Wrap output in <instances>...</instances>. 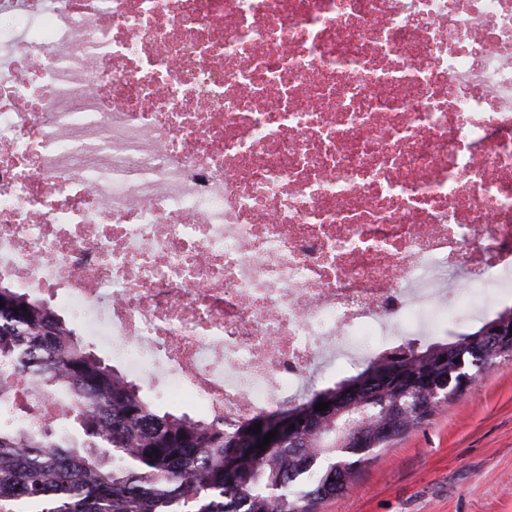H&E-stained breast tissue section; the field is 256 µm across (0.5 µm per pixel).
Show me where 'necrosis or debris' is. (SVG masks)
Wrapping results in <instances>:
<instances>
[{
  "label": "necrosis or debris",
  "instance_id": "necrosis-or-debris-1",
  "mask_svg": "<svg viewBox=\"0 0 512 512\" xmlns=\"http://www.w3.org/2000/svg\"><path fill=\"white\" fill-rule=\"evenodd\" d=\"M0 277L227 423L511 304L512 0H0Z\"/></svg>",
  "mask_w": 512,
  "mask_h": 512
}]
</instances>
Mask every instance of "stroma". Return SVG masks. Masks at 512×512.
Instances as JSON below:
<instances>
[{"instance_id":"35a3bbf8","label":"stroma","mask_w":512,"mask_h":512,"mask_svg":"<svg viewBox=\"0 0 512 512\" xmlns=\"http://www.w3.org/2000/svg\"><path fill=\"white\" fill-rule=\"evenodd\" d=\"M318 512H512V361L381 449Z\"/></svg>"}]
</instances>
